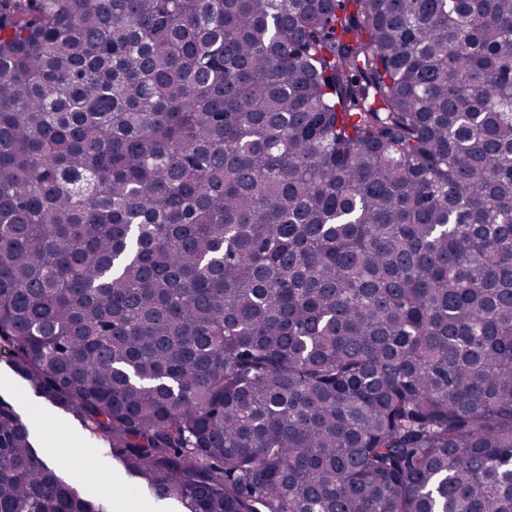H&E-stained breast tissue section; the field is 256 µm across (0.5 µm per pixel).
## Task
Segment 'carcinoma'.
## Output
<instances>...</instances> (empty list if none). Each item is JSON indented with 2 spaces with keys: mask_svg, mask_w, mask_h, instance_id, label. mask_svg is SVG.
Wrapping results in <instances>:
<instances>
[{
  "mask_svg": "<svg viewBox=\"0 0 512 512\" xmlns=\"http://www.w3.org/2000/svg\"><path fill=\"white\" fill-rule=\"evenodd\" d=\"M0 346L188 512H512V0H0ZM0 512H108L1 399Z\"/></svg>",
  "mask_w": 512,
  "mask_h": 512,
  "instance_id": "carcinoma-1",
  "label": "carcinoma"
}]
</instances>
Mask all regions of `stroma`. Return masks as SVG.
<instances>
[{"label": "stroma", "instance_id": "1", "mask_svg": "<svg viewBox=\"0 0 512 512\" xmlns=\"http://www.w3.org/2000/svg\"><path fill=\"white\" fill-rule=\"evenodd\" d=\"M0 398L25 412L39 456L56 465L66 478L76 479L79 469L88 467L99 473V481L81 482L92 498L107 497L112 510L123 503L129 512H182L178 505L160 509L133 479L123 475L118 463L105 458L103 443L92 439L76 417L35 396L4 353H0Z\"/></svg>", "mask_w": 512, "mask_h": 512}]
</instances>
